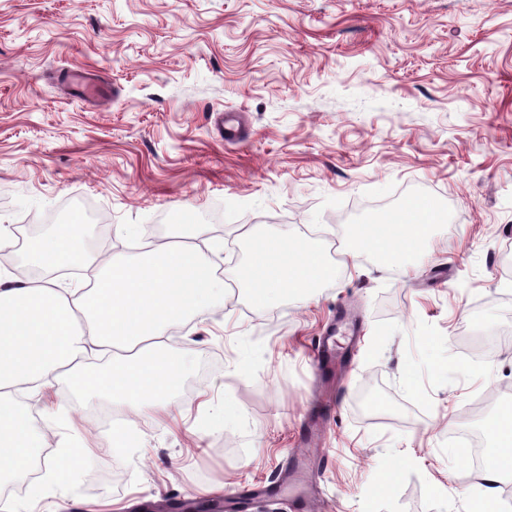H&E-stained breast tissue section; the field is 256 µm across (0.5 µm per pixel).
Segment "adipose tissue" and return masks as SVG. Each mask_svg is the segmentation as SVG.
I'll use <instances>...</instances> for the list:
<instances>
[{"label": "adipose tissue", "mask_w": 512, "mask_h": 512, "mask_svg": "<svg viewBox=\"0 0 512 512\" xmlns=\"http://www.w3.org/2000/svg\"><path fill=\"white\" fill-rule=\"evenodd\" d=\"M440 222L435 203L383 224H365L354 234L350 259L375 255L390 266L420 250ZM88 231L78 221L55 225L27 249L30 267L40 279L0 271V473L28 463L39 435L27 409L15 396L35 397L67 380L77 391L108 396L129 410L122 432L134 426L133 415L166 412L174 404L184 373L182 353L173 351L169 327L210 309L224 292L193 234L176 236L134 259L84 255ZM250 256L239 278L258 308L274 306L287 294L312 295L336 274L322 254L300 239L249 232ZM98 266L92 286L64 283L54 271L76 261ZM112 350L111 362L91 368V346ZM496 448L484 471L485 490L473 512H496L497 486L512 470V412L493 425ZM94 449L73 456L56 448L45 461L43 480L29 489L30 500L42 499L46 487L68 483L79 461H90Z\"/></svg>", "instance_id": "adipose-tissue-1"}]
</instances>
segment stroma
I'll use <instances>...</instances> for the list:
<instances>
[{"mask_svg":"<svg viewBox=\"0 0 512 512\" xmlns=\"http://www.w3.org/2000/svg\"><path fill=\"white\" fill-rule=\"evenodd\" d=\"M71 67L110 102L70 96ZM421 196L443 214L422 251L351 262L349 226ZM75 216L94 256H138L131 227L159 244L205 225L224 296L168 329L192 352L179 411L138 414L130 449L97 420L108 397L63 382L29 400L54 444L98 454L16 512L254 483L276 495L251 512H296L312 352L344 310L362 332L336 339L319 512H470L481 476L455 438L512 407V0H0V260L27 274L30 230ZM255 228L340 246L335 278L256 308L238 277Z\"/></svg>","mask_w":512,"mask_h":512,"instance_id":"35a3bbf8","label":"stroma"}]
</instances>
